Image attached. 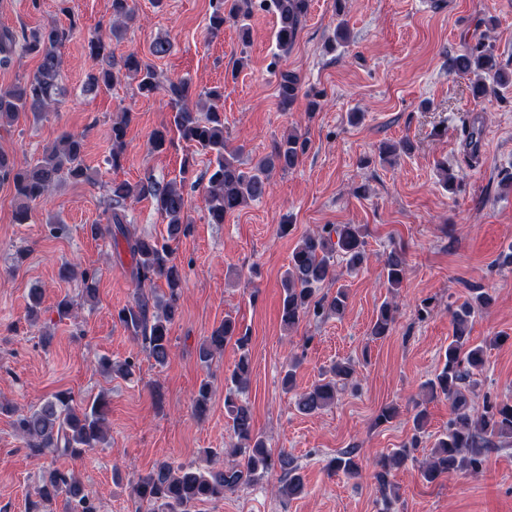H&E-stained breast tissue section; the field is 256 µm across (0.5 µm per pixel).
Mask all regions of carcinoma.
Listing matches in <instances>:
<instances>
[{"instance_id":"1","label":"carcinoma","mask_w":512,"mask_h":512,"mask_svg":"<svg viewBox=\"0 0 512 512\" xmlns=\"http://www.w3.org/2000/svg\"><path fill=\"white\" fill-rule=\"evenodd\" d=\"M131 0H106V9L112 15L110 34L119 40L124 23L133 19ZM312 0H211L212 13L208 29L216 33L227 22L238 25L242 45L250 42V27L246 23L254 7L268 11L276 19L275 41L277 49L288 52L297 41L307 21ZM73 30H62L54 24L19 34L11 30L0 32V65L10 64L19 51L39 58L37 71L16 83L11 89L0 91V123H12L20 113L37 116L48 109L64 94L60 82L59 47ZM92 69L87 75L86 89L90 92L118 84L122 76L138 78V90L150 96L162 89L174 109L173 130L179 140L197 150L213 156L205 171V205L211 221L224 223L227 215L265 197L270 188L272 172L294 169L307 151L308 140L296 131H289L274 139L265 156L245 161L239 150L227 148L224 139V113L220 105L224 92L209 88L199 93L205 98V111L190 106L191 87L183 78L161 83L152 65L135 54L124 58L122 65L112 59L111 43L103 36L87 41ZM448 72L466 75L484 74L489 82L477 81L471 85L476 99L512 86V70L500 65L492 44L480 40L448 59ZM278 103L282 111H289L301 90V79L293 71H278ZM130 115L125 112L112 122V166L121 164L126 145ZM194 157H185L180 179L160 183L147 177L132 184L114 182L109 188V214L107 225L92 224L94 237L113 234L114 247L125 243L131 259V277L138 293L134 302L117 310L116 316L131 336L140 342L154 362L163 366L171 353L170 326L181 316V286L184 272L173 259L171 243L188 231V197L184 188L193 179ZM89 182L93 179L83 159L80 138L64 134L46 147L41 158L24 167L15 166L8 157L0 156V179L12 182L16 197L21 201L17 212L20 223L28 219L30 204L43 198L61 179ZM149 195L156 209L167 220L166 235L144 236L126 226V203ZM345 261L351 271L360 270L369 259L367 242L359 224H338L317 227L304 234L291 252L288 269L281 280L283 296L281 322L292 330L310 318L323 319L341 315L348 304L347 292L339 288L331 298L318 296L320 286L333 278L335 258ZM405 253L394 248L388 252L384 269L389 288L400 287L405 274ZM159 278L166 281L168 293L158 296L146 291V283ZM83 296L96 298L98 271L85 268L80 272ZM473 297L450 309L452 337L444 352V363L435 377L423 386L421 400L414 404V434L409 443L382 457L377 463L373 479L385 504L398 498L392 472L404 467L411 459L412 449L418 447L420 434L427 423L426 404L442 396L448 399L451 416L448 428L438 437L427 458L417 465L420 478L434 483L457 472L477 475L483 469L486 453L496 439L512 442V401H497L488 397L482 404L473 402L477 385L475 372L483 364L484 347L470 343L468 324L474 313L487 309L492 296L482 288L471 289ZM396 318V309L383 303L370 328V336L383 339L390 335ZM240 351L231 373L224 377V409L231 421L236 443L229 449L234 460L224 463V451L207 448L201 458L189 463L174 464L161 461L132 487L136 500L150 506V512H191L201 502L221 499L267 474L280 473L276 493L283 497H297L306 489L304 476L287 452L273 453L265 437L256 430L250 406L240 399L248 388L251 371L250 336L230 316L212 330L198 347V359L209 366L216 355L229 343ZM101 374L112 377L132 375L135 362H114L107 357L97 360ZM354 362L337 361L321 379L296 399L297 409L308 415L316 414L332 404L347 387H357ZM212 385L200 382L194 398V410L203 417L209 409ZM108 402L100 395L84 407L72 405L65 393L44 400L34 410L18 416L15 430L27 447L56 456H79L94 448L109 444L107 438ZM329 467L349 477L361 475L355 449L350 448L331 460ZM34 507L63 499V512H96L89 492L69 471L53 469L42 478L36 488Z\"/></svg>"}]
</instances>
